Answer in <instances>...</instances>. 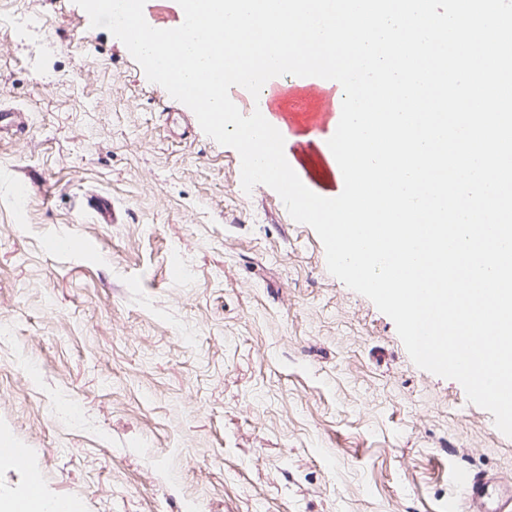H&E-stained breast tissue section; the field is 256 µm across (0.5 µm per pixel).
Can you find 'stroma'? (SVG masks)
<instances>
[{
    "mask_svg": "<svg viewBox=\"0 0 512 512\" xmlns=\"http://www.w3.org/2000/svg\"><path fill=\"white\" fill-rule=\"evenodd\" d=\"M173 104L74 0H0V506L33 468L81 512H466L512 438ZM282 108L291 153L320 105ZM29 128L28 118L24 112L0 110V137L10 131L16 138L24 136Z\"/></svg>",
    "mask_w": 512,
    "mask_h": 512,
    "instance_id": "35a3bbf8",
    "label": "stroma"
}]
</instances>
